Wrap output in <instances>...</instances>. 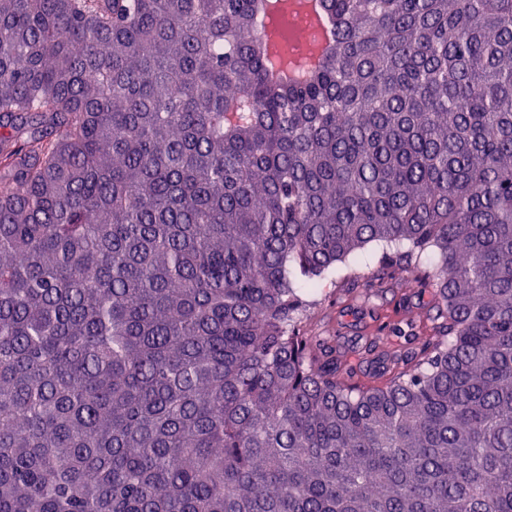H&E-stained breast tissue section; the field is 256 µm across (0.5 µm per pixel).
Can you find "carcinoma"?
Instances as JSON below:
<instances>
[{
	"mask_svg": "<svg viewBox=\"0 0 512 512\" xmlns=\"http://www.w3.org/2000/svg\"><path fill=\"white\" fill-rule=\"evenodd\" d=\"M322 3L0 0V512H512V0ZM302 17L313 30L316 39L311 41L301 52L292 54L293 63L282 70L289 78L300 76L303 69L315 61L321 47L333 38V30L326 18L320 0H290L288 5L278 13L267 18L265 29L273 33L281 28L291 17ZM377 258L378 255L374 256L370 265L358 267L353 272H350L344 266H338L336 272L332 273L322 283L323 287L321 286L319 289L325 290H319L318 295H316L317 305L315 309H311V312L314 310L315 314L303 324L306 336H324L323 334L331 329L335 330L334 336L360 335L364 330V323L359 319L354 320L351 315L344 317L345 313L342 311L351 310L358 313L357 315L359 316V307L364 298L365 300L367 298L376 299L380 293L390 298L393 293L400 296L402 293L409 292V288H404V286L398 283L374 281L372 273L376 266ZM350 273L352 276L355 273L360 283V288H357V293L354 294L348 293V288H344L345 279ZM331 279L336 281V287H334V284L330 285ZM336 329L338 330L337 334Z\"/></svg>",
	"mask_w": 512,
	"mask_h": 512,
	"instance_id": "1",
	"label": "carcinoma"
}]
</instances>
